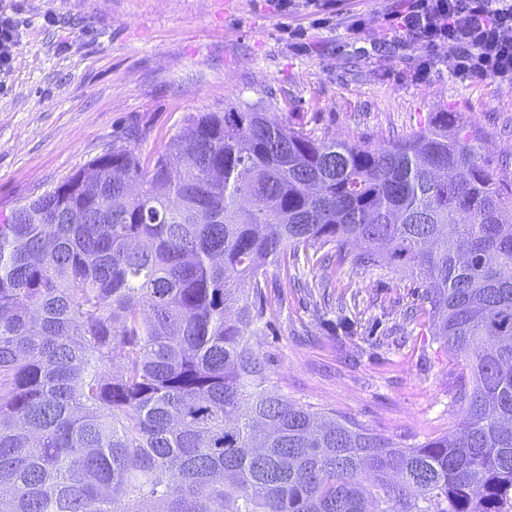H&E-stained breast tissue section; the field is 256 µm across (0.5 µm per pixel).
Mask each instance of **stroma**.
<instances>
[{
  "label": "stroma",
  "instance_id": "stroma-1",
  "mask_svg": "<svg viewBox=\"0 0 512 512\" xmlns=\"http://www.w3.org/2000/svg\"><path fill=\"white\" fill-rule=\"evenodd\" d=\"M25 33L0 77V224L86 168L113 144L163 153L198 112L248 101L315 137L377 148L410 137L433 112L482 134L481 156L512 183V88L459 82L439 48L415 79L420 49L383 24L401 0H337L322 15L305 0H0ZM54 11V24L43 15ZM280 294L254 342L271 388L289 400L355 419L400 447L440 437L459 421L466 379L427 323L419 283L386 267L306 269L307 289L271 269ZM373 330L339 327L342 311Z\"/></svg>",
  "mask_w": 512,
  "mask_h": 512
}]
</instances>
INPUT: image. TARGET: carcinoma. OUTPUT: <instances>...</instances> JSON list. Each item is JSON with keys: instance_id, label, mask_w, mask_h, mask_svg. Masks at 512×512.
Listing matches in <instances>:
<instances>
[{"instance_id": "1", "label": "carcinoma", "mask_w": 512, "mask_h": 512, "mask_svg": "<svg viewBox=\"0 0 512 512\" xmlns=\"http://www.w3.org/2000/svg\"><path fill=\"white\" fill-rule=\"evenodd\" d=\"M437 112L368 148L238 102L0 224V512H512V187ZM394 267L461 357L417 448L268 390V270ZM119 371H113L115 359Z\"/></svg>"}]
</instances>
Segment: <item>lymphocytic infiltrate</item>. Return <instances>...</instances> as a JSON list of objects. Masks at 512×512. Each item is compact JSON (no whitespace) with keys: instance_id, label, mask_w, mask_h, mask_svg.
I'll return each instance as SVG.
<instances>
[{"instance_id":"obj_1","label":"lymphocytic infiltrate","mask_w":512,"mask_h":512,"mask_svg":"<svg viewBox=\"0 0 512 512\" xmlns=\"http://www.w3.org/2000/svg\"><path fill=\"white\" fill-rule=\"evenodd\" d=\"M386 22L420 45L419 73L444 46L448 71L459 81L489 77L512 86V0H408Z\"/></svg>"}]
</instances>
